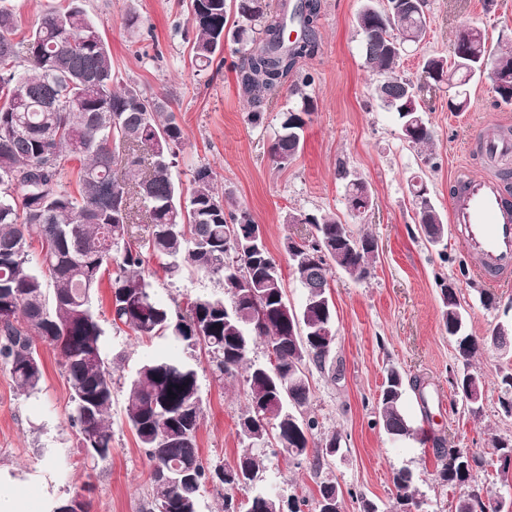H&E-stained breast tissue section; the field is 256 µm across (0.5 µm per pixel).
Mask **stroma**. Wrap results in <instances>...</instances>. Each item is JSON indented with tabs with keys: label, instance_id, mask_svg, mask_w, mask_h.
<instances>
[{
	"label": "stroma",
	"instance_id": "obj_1",
	"mask_svg": "<svg viewBox=\"0 0 512 512\" xmlns=\"http://www.w3.org/2000/svg\"><path fill=\"white\" fill-rule=\"evenodd\" d=\"M362 2L320 0L319 51L299 63L300 71L314 78L307 89L314 112L298 157L283 169L272 160L269 146L283 112L297 104V97L281 92L266 106L262 123H250L234 73L197 69L188 0H82V6L101 26L118 79L169 98L184 133L172 170L184 190H191L195 169L209 167L219 190L262 226L271 254L283 265L286 241L308 234L306 225L284 223L289 211L332 214L378 244L368 279L357 282L332 271L335 350L325 369L309 372L308 413L319 423L320 439L336 433L341 446L318 467L265 453L266 484L282 498L303 499V512H312L310 502L324 481L341 488V512H362L366 500L380 512H396L392 474L407 468L414 474L420 512H455L460 489L435 478L432 439L438 436L482 458L471 488L512 499V485H503L496 474L492 446L493 438L512 439V416L498 401L500 376L512 372V359L491 347L470 363L457 360L455 341L441 321L440 284H456L467 330L479 337L512 320V286L491 288L471 276L477 259L462 249L456 235L439 246L428 244L411 192L414 182L426 183L445 213L451 180L494 172V164L478 153L476 140L493 116L512 118V105H494L491 81L484 77L471 84L467 111H449L447 86H426L423 65L428 56H450L458 31L469 24L485 31L492 53L512 47V0H427V37L408 49L398 68L418 88L435 132L425 152L403 139L374 92L378 77L365 64L362 37L354 26ZM348 172L371 190L372 208L360 220L347 208ZM152 280L157 298L167 304L224 291L216 277L205 273L171 278L158 269ZM110 295V281L102 279L94 306L107 328L104 351L112 364L110 458L95 466L87 460L68 421L70 391L59 356L42 344L44 379L38 392L21 391L0 366V469L16 476L30 495L50 503L79 496L89 512H148L149 463L125 421L126 387L138 367L170 350L196 365L203 399L199 453L211 465L234 464L242 449L237 423L246 405L245 386L239 378H215L200 347L175 349L163 338L139 339L130 331L112 330ZM392 367L426 386L422 397L408 391L404 405L422 437L395 440L376 424L381 386ZM466 369L483 373L489 382L475 411L451 385L454 372Z\"/></svg>",
	"mask_w": 512,
	"mask_h": 512
}]
</instances>
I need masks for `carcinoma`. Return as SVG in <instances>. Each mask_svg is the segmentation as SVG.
<instances>
[{
    "label": "carcinoma",
    "instance_id": "1",
    "mask_svg": "<svg viewBox=\"0 0 512 512\" xmlns=\"http://www.w3.org/2000/svg\"><path fill=\"white\" fill-rule=\"evenodd\" d=\"M195 37V65L206 69L222 51L221 35L230 10L246 20L261 22L259 37L251 40L242 58L230 65L238 86L247 95L248 120L259 124L264 108L288 80L301 108L283 113L269 152L281 168L291 164L303 147V132L311 115L306 93L314 79L300 74L296 64L314 56L320 0L285 2L267 15L262 0H191ZM362 35L365 63L379 75L375 93L393 113L408 144L420 151L434 141V130L422 115L418 96L409 97L412 83L396 75L391 42L414 45L426 38V0H365L354 19ZM297 29L296 39L285 36ZM13 15L0 9V360L18 388L39 389L43 364L36 341L52 346L71 392V426L79 443L93 449L91 461L112 453V373L106 363L104 330L93 307L92 294L102 273L111 274L112 326L126 327L138 337L165 336L173 344L202 346L220 378L245 371L247 406L238 421V436L247 446L234 465L210 466L200 456L197 435L203 415L197 368L167 355L144 362L131 378L125 406L126 424L150 463L153 501L150 512H198L200 491L210 482L224 490V512H269L268 503L283 506L262 485L263 449L277 448L284 457L314 465L326 450L336 448L340 435L325 444L316 435L317 421L306 416L311 399L309 366H325L335 337L314 336L317 325L334 321L329 298V267L334 265L356 281L367 279L377 242L358 237L336 217L288 212L286 224L312 227L303 248L317 255L304 264L288 260L290 274L304 291L297 310L282 308L285 301L282 267L266 240L231 259L225 242L241 225L254 223L248 210L215 188L211 171L197 169L193 188L183 197L172 174L183 130L169 101L149 96L138 86L119 84L112 69V53L99 26L90 20L79 0L64 11L44 16L27 35L16 38ZM455 42L463 55L431 56L430 80L448 84V109L464 112L470 103L473 72L488 65L491 53L484 31L463 27ZM25 62L18 72L15 64ZM512 103V71L495 91V105ZM80 161L79 195L67 189L66 164ZM424 185H414L417 224L424 237L438 243L448 225L435 205L421 197ZM369 193L361 179L346 185L349 211L359 194ZM149 226L144 244L131 242L133 227ZM38 242V259L31 258ZM156 259L170 276L184 270L210 274L222 281L221 295L187 298L171 308L156 299L148 271ZM442 321L455 338L460 358L469 362L486 346L512 349V326L496 327L479 339L466 332L465 317L454 293L442 289ZM300 318L303 333L291 335ZM262 341L266 361L251 353ZM499 403L512 415V373L501 377ZM462 398L479 404L485 379L465 372L453 381ZM405 379L395 368L382 384L377 409L381 429L393 438L414 433L403 402ZM498 471L512 472V441L495 440ZM443 460L437 477L443 484L463 487L471 479L477 458L469 450L447 448L433 440ZM396 500L414 501L413 474L393 473ZM247 490L240 503L234 491ZM502 502L483 499L478 491L459 497L456 512H502Z\"/></svg>",
    "mask_w": 512,
    "mask_h": 512
}]
</instances>
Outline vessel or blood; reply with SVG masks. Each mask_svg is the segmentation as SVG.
Listing matches in <instances>:
<instances>
[{
  "label": "vessel or blood",
  "instance_id": "obj_1",
  "mask_svg": "<svg viewBox=\"0 0 512 512\" xmlns=\"http://www.w3.org/2000/svg\"><path fill=\"white\" fill-rule=\"evenodd\" d=\"M498 134L482 141L484 153L512 157V122L498 121ZM449 220L464 250L478 257L476 273L492 285L512 282V196L495 175L459 176L452 182Z\"/></svg>",
  "mask_w": 512,
  "mask_h": 512
}]
</instances>
